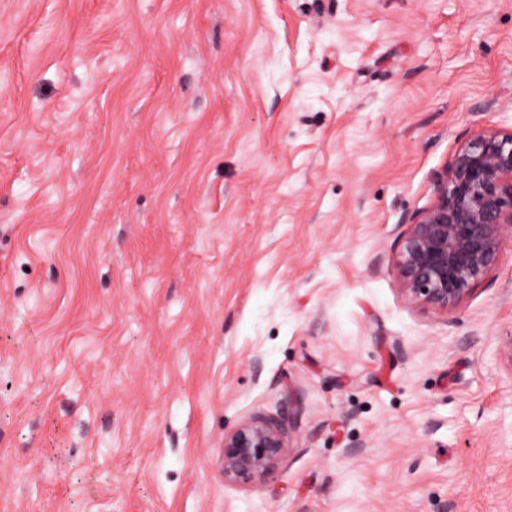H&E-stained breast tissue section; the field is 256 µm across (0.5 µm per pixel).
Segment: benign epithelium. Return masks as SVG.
<instances>
[{"instance_id":"obj_1","label":"benign epithelium","mask_w":512,"mask_h":512,"mask_svg":"<svg viewBox=\"0 0 512 512\" xmlns=\"http://www.w3.org/2000/svg\"><path fill=\"white\" fill-rule=\"evenodd\" d=\"M512 237V131L485 129L459 146L437 174L434 201L410 217L396 254L406 302L444 314L489 274ZM288 450L284 419L254 414L224 434V483L270 478Z\"/></svg>"}]
</instances>
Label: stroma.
<instances>
[{"label": "stroma", "mask_w": 512, "mask_h": 512, "mask_svg": "<svg viewBox=\"0 0 512 512\" xmlns=\"http://www.w3.org/2000/svg\"><path fill=\"white\" fill-rule=\"evenodd\" d=\"M486 127L512 0H0V512H512V240L394 266ZM288 450L284 419L254 414L224 435L225 484L251 485L270 478Z\"/></svg>", "instance_id": "1"}]
</instances>
